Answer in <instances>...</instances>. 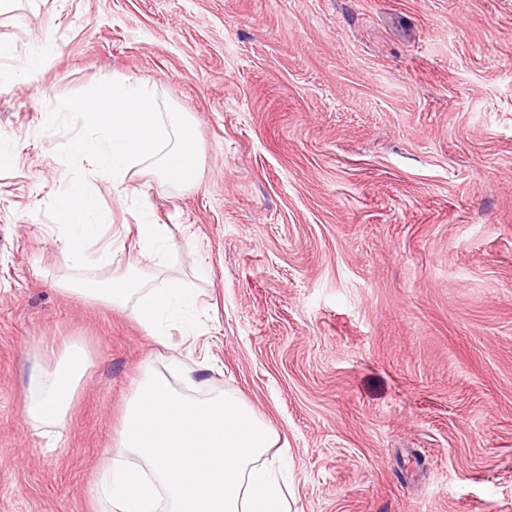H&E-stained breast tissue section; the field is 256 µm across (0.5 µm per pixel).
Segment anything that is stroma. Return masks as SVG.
I'll list each match as a JSON object with an SVG mask.
<instances>
[{
    "label": "stroma",
    "mask_w": 512,
    "mask_h": 512,
    "mask_svg": "<svg viewBox=\"0 0 512 512\" xmlns=\"http://www.w3.org/2000/svg\"><path fill=\"white\" fill-rule=\"evenodd\" d=\"M0 42V512H92L139 370L197 362L281 436L290 512H512V0H14ZM139 81L189 115L201 178L88 184L111 223L170 225L157 278L199 293L197 334L64 291L48 215L70 181L61 96ZM90 366L57 442L23 413L34 350ZM49 55L47 49L38 48L26 56L20 65L0 66V87L13 86L19 82L28 81L38 71L43 69L44 62Z\"/></svg>",
    "instance_id": "1"
}]
</instances>
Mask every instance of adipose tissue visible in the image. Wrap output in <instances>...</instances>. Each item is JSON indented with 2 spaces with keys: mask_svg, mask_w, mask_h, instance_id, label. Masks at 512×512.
Instances as JSON below:
<instances>
[{
  "mask_svg": "<svg viewBox=\"0 0 512 512\" xmlns=\"http://www.w3.org/2000/svg\"><path fill=\"white\" fill-rule=\"evenodd\" d=\"M140 259L162 265L176 243L168 225L141 214L135 226ZM80 296L122 309L153 337L170 328L194 333L198 295L177 277L164 286L126 271ZM24 404L27 421L60 426L86 374L87 355L68 341L41 347ZM280 440L237 394L189 396L145 365L123 406L113 446L96 472L91 499L101 512H288V483L268 453Z\"/></svg>",
  "mask_w": 512,
  "mask_h": 512,
  "instance_id": "1",
  "label": "adipose tissue"
}]
</instances>
